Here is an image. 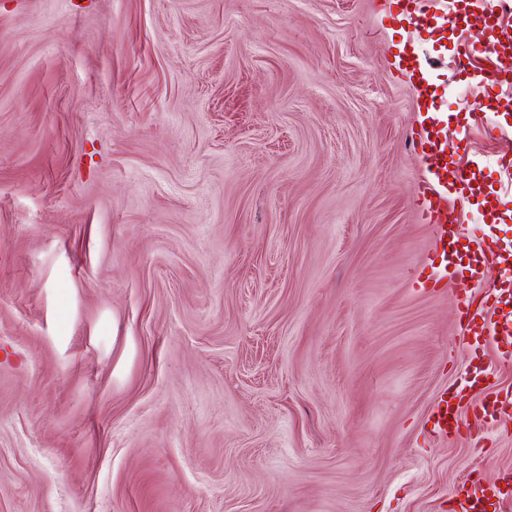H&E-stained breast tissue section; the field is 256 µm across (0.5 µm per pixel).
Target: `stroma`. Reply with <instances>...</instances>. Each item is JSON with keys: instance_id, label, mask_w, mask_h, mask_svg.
Returning <instances> with one entry per match:
<instances>
[{"instance_id": "35a3bbf8", "label": "stroma", "mask_w": 512, "mask_h": 512, "mask_svg": "<svg viewBox=\"0 0 512 512\" xmlns=\"http://www.w3.org/2000/svg\"><path fill=\"white\" fill-rule=\"evenodd\" d=\"M445 7L0 0V512H451L512 469L511 417L485 448L426 425L470 283L417 282L410 141L512 159V86L455 65L512 0ZM484 182L512 241V175Z\"/></svg>"}]
</instances>
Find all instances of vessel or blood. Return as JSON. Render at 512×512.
<instances>
[{
  "label": "vessel or blood",
  "instance_id": "b4317fda",
  "mask_svg": "<svg viewBox=\"0 0 512 512\" xmlns=\"http://www.w3.org/2000/svg\"><path fill=\"white\" fill-rule=\"evenodd\" d=\"M424 177L416 202L422 220L433 230L436 264L430 265L425 282L439 289L458 273H467L474 287L484 289L496 308L493 319H484V306L461 290L455 294L456 306L465 322L463 333L467 348L480 350L486 344L512 346V276L486 283V262L490 253H498L502 262L512 264V244L499 246L491 233L474 235L472 244L459 249L461 215L470 202L478 177L457 165L448 153V144L439 130L420 134L413 141ZM465 264H457V255ZM492 367L466 360L464 375L453 391L438 395L431 408L430 431L438 437L467 436L474 446L484 445L497 430L503 416L512 415V389L496 387ZM505 497L501 485L483 484L465 477L457 486L454 512H487L492 501Z\"/></svg>",
  "mask_w": 512,
  "mask_h": 512
}]
</instances>
